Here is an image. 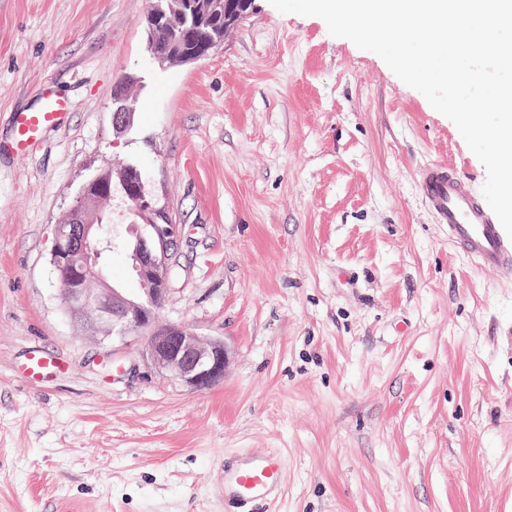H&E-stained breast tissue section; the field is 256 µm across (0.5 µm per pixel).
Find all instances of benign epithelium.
Instances as JSON below:
<instances>
[{
    "mask_svg": "<svg viewBox=\"0 0 512 512\" xmlns=\"http://www.w3.org/2000/svg\"><path fill=\"white\" fill-rule=\"evenodd\" d=\"M223 45L219 40L201 51L171 49L181 65H191L208 57ZM133 122L128 95L119 92L112 103V124L119 132L127 131ZM121 190L133 202L129 210L135 223L152 228L149 235H137L134 268L140 278L143 296L132 298L122 289L110 285L103 273L101 260L111 247L104 232V199L112 198V172L91 178L82 188L75 204L62 224L55 225L51 261L56 269H67L72 278L62 283V294L70 313L98 324L106 336L122 339L142 331L145 336L138 353L156 372L170 376L183 385L207 389L224 376L228 349L218 336H200L182 324L158 325L148 313L151 306L166 300L170 269L169 252L175 244L173 228L160 229V210L146 198L144 184H121ZM92 277L96 288L82 283Z\"/></svg>",
    "mask_w": 512,
    "mask_h": 512,
    "instance_id": "benign-epithelium-1",
    "label": "benign epithelium"
}]
</instances>
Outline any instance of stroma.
<instances>
[{
	"label": "stroma",
	"mask_w": 512,
	"mask_h": 512,
	"mask_svg": "<svg viewBox=\"0 0 512 512\" xmlns=\"http://www.w3.org/2000/svg\"><path fill=\"white\" fill-rule=\"evenodd\" d=\"M148 6L0 0V512H234L224 458L252 448L279 450L287 480L251 512H512V280L458 254L416 187L431 161L482 187L456 125L269 0L207 58L158 68ZM44 78L71 109L16 156L13 115ZM121 163L177 227L160 322L229 347L211 388L63 303L53 226ZM112 223L107 273L138 294L118 196ZM33 345L62 371L23 380ZM128 95L119 92L112 103V124L119 132L127 131L133 122V111L128 104Z\"/></svg>",
	"instance_id": "stroma-1"
}]
</instances>
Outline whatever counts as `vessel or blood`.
<instances>
[{
    "label": "vessel or blood",
    "mask_w": 512,
    "mask_h": 512,
    "mask_svg": "<svg viewBox=\"0 0 512 512\" xmlns=\"http://www.w3.org/2000/svg\"><path fill=\"white\" fill-rule=\"evenodd\" d=\"M69 109L68 100L54 92L51 81H44L38 107L14 115L13 151L28 154L46 130L60 125ZM418 184L437 224L447 229L449 244L481 268L512 280V239L496 224L471 181L445 163L432 162L420 169ZM61 369L59 358L35 346L21 374L37 382ZM285 473L286 461L275 450L240 453L224 467V500L239 508L272 502L282 492Z\"/></svg>",
    "instance_id": "obj_1"
}]
</instances>
